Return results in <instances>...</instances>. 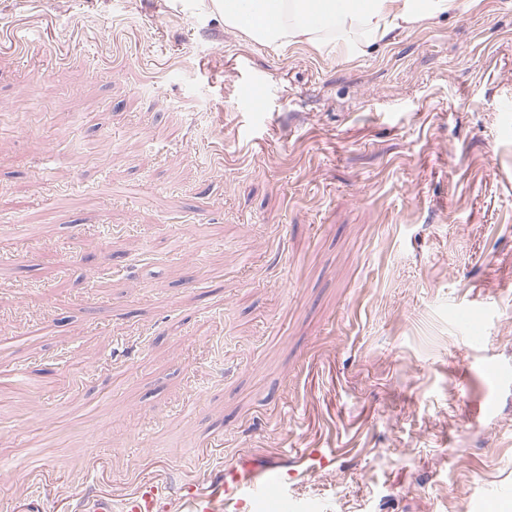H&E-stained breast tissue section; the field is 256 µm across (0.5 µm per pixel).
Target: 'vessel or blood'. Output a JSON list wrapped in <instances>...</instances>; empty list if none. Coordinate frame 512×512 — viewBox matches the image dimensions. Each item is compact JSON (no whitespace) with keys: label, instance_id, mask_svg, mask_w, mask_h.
Wrapping results in <instances>:
<instances>
[{"label":"vessel or blood","instance_id":"obj_1","mask_svg":"<svg viewBox=\"0 0 512 512\" xmlns=\"http://www.w3.org/2000/svg\"><path fill=\"white\" fill-rule=\"evenodd\" d=\"M73 502L74 512H240L247 504L258 512L290 508L285 476L272 458L259 467L250 459H239L225 467L222 480L197 477L175 497L163 484L144 480L118 500L86 487L74 495Z\"/></svg>","mask_w":512,"mask_h":512}]
</instances>
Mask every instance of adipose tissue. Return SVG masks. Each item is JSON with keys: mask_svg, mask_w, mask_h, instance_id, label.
<instances>
[{"mask_svg": "<svg viewBox=\"0 0 512 512\" xmlns=\"http://www.w3.org/2000/svg\"><path fill=\"white\" fill-rule=\"evenodd\" d=\"M225 26L283 49L306 44L369 55L426 23L462 14L468 0H196Z\"/></svg>", "mask_w": 512, "mask_h": 512, "instance_id": "adipose-tissue-1", "label": "adipose tissue"}]
</instances>
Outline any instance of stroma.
Returning a JSON list of instances; mask_svg holds the SVG:
<instances>
[{
    "mask_svg": "<svg viewBox=\"0 0 512 512\" xmlns=\"http://www.w3.org/2000/svg\"><path fill=\"white\" fill-rule=\"evenodd\" d=\"M0 102V512L299 448L320 512L512 504V0L357 57L0 0Z\"/></svg>",
    "mask_w": 512,
    "mask_h": 512,
    "instance_id": "obj_1",
    "label": "stroma"
}]
</instances>
